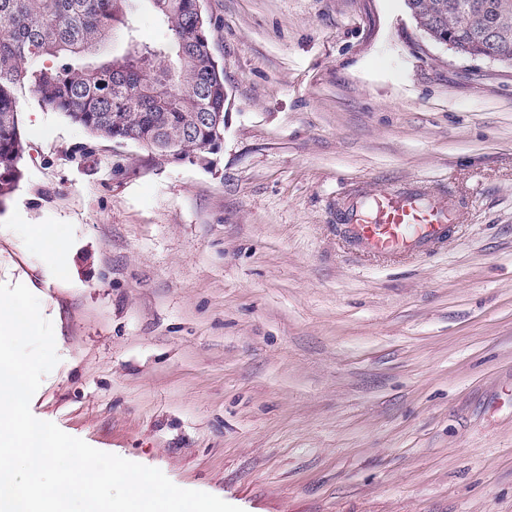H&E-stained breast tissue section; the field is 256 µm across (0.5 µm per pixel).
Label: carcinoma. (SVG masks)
<instances>
[{
  "instance_id": "cac0c4a2",
  "label": "carcinoma",
  "mask_w": 512,
  "mask_h": 512,
  "mask_svg": "<svg viewBox=\"0 0 512 512\" xmlns=\"http://www.w3.org/2000/svg\"><path fill=\"white\" fill-rule=\"evenodd\" d=\"M132 0H0V197L21 178L18 93L59 112L92 135L125 134L153 149L156 128L180 153L213 138L193 126V113L222 115L224 68L210 55L211 20L192 0H146L171 31L166 45L137 42ZM433 41L479 57L491 47L512 56V0H407ZM120 32L128 51L112 55ZM54 59L53 66L44 59Z\"/></svg>"
}]
</instances>
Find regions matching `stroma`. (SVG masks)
Returning <instances> with one entry per match:
<instances>
[{"label": "stroma", "mask_w": 512, "mask_h": 512, "mask_svg": "<svg viewBox=\"0 0 512 512\" xmlns=\"http://www.w3.org/2000/svg\"><path fill=\"white\" fill-rule=\"evenodd\" d=\"M204 8L211 150L19 94L0 225L59 356L32 414L242 512H512V65L405 0ZM413 181L458 200L447 241L355 251L341 208Z\"/></svg>", "instance_id": "stroma-1"}]
</instances>
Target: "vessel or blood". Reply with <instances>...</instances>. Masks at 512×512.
I'll list each match as a JSON object with an SVG mask.
<instances>
[{"mask_svg":"<svg viewBox=\"0 0 512 512\" xmlns=\"http://www.w3.org/2000/svg\"><path fill=\"white\" fill-rule=\"evenodd\" d=\"M453 213L447 198L415 184L353 197L345 209L355 246L383 254L433 250L446 240Z\"/></svg>","mask_w":512,"mask_h":512,"instance_id":"obj_1","label":"vessel or blood"}]
</instances>
